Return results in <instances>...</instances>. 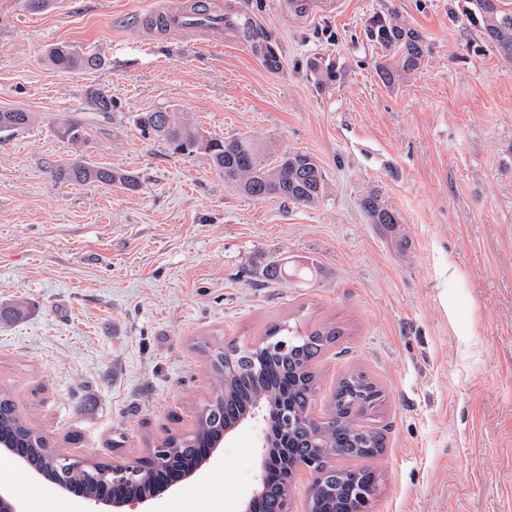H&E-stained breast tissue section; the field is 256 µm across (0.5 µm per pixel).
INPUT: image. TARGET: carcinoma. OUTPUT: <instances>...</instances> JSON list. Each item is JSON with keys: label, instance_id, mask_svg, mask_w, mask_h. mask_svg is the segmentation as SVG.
Segmentation results:
<instances>
[{"label": "carcinoma", "instance_id": "carcinoma-1", "mask_svg": "<svg viewBox=\"0 0 512 512\" xmlns=\"http://www.w3.org/2000/svg\"><path fill=\"white\" fill-rule=\"evenodd\" d=\"M465 0L467 20L481 36L506 60L512 61V7L506 0ZM371 36L383 47L394 51L398 60L393 65L381 67L379 77L385 84L393 82L399 71L418 68L424 61L425 52L416 33L392 20L377 19L370 29ZM50 65L69 71H96L105 60L93 51H85L68 43H59L46 51ZM90 101L99 112L112 111V96L107 91H90ZM36 115L17 109L0 111V133L15 134L33 125ZM134 125L145 138L165 141L173 152L191 156L206 155L213 169L224 183L242 194L255 198H280L302 207L315 206L324 192V175L318 162L306 153H268L247 135L230 139L205 138L200 130L177 115L174 110L163 109L140 112L134 116ZM52 177L59 182L75 185L98 183L119 186L129 192L140 186V176L127 170L75 157L56 166ZM362 209L374 224L393 226L401 223L398 213L371 194L361 201ZM293 336L295 343L288 351L279 352L269 346L232 347L234 366L224 370V353L217 352L211 360L216 390L222 395L201 415L194 435L175 444L173 458L177 459L187 449L210 441L224 434L226 426L236 417L264 399L274 407L288 404L297 411L293 426L282 429L274 424L277 442L285 448H336L340 458L360 460L366 450L359 444L367 440L373 445L382 441L381 433L365 425L368 416L375 413L384 401L383 391L362 372L343 376L336 383L328 408L320 420L307 419L317 390L315 362L319 354L335 344L341 331L335 325L322 324L307 332L298 326L285 323L271 326L267 338ZM14 404L8 394L0 396V432L19 441L20 449L34 465L51 478L61 476L56 456L46 448L44 440L31 430L15 425L12 419ZM358 476V482L375 485L379 474L368 468H330L318 477L322 494L336 507V512H347L350 507L351 482L347 475Z\"/></svg>", "mask_w": 512, "mask_h": 512}]
</instances>
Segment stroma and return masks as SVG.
Returning a JSON list of instances; mask_svg holds the SVG:
<instances>
[{
    "label": "stroma",
    "instance_id": "1",
    "mask_svg": "<svg viewBox=\"0 0 512 512\" xmlns=\"http://www.w3.org/2000/svg\"><path fill=\"white\" fill-rule=\"evenodd\" d=\"M168 2L0 0V108L37 115L0 136V389L56 451L133 461L193 433L215 393L211 351L277 323H333L343 335L317 361L313 412L350 371L383 390L372 512H512V62L461 0H341L310 19L276 0H209L244 15L243 37L152 27ZM378 17L426 52L388 86ZM61 42L105 66L54 68L45 52ZM166 106L207 135L312 155L323 198L254 200L205 156L142 139L133 116ZM71 122L81 144L62 134ZM74 154L141 185L54 180ZM371 193L400 224L371 223ZM274 261L287 277L267 278ZM257 450L242 422L139 512H241ZM22 481L23 512L85 510L21 460L0 472L2 487Z\"/></svg>",
    "mask_w": 512,
    "mask_h": 512
}]
</instances>
